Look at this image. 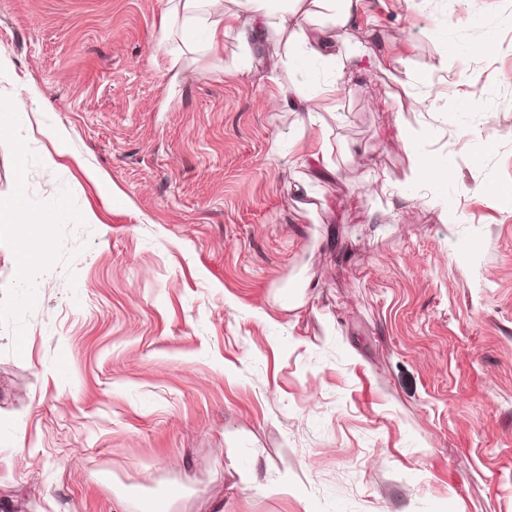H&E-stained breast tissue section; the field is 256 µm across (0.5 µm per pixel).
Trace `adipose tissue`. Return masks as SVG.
I'll list each match as a JSON object with an SVG mask.
<instances>
[{"label": "adipose tissue", "instance_id": "obj_1", "mask_svg": "<svg viewBox=\"0 0 512 512\" xmlns=\"http://www.w3.org/2000/svg\"><path fill=\"white\" fill-rule=\"evenodd\" d=\"M363 4L364 0H290L285 9L281 0H168L161 26L166 29L171 20H181L185 41L215 53L230 33L237 35L242 49H249L258 25H269L285 38L287 64L317 62L332 73L331 79L318 84L279 88L281 104L300 106L313 125L323 103L336 101L347 75L360 67V57L342 54L339 33L358 26ZM325 16L330 17L332 28L320 25Z\"/></svg>", "mask_w": 512, "mask_h": 512}]
</instances>
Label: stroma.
Masks as SVG:
<instances>
[{"mask_svg":"<svg viewBox=\"0 0 512 512\" xmlns=\"http://www.w3.org/2000/svg\"><path fill=\"white\" fill-rule=\"evenodd\" d=\"M165 8L0 0V192L52 215L33 288L0 226V512H512V0H365L330 169L275 104L327 71L170 69ZM401 117H396V122L398 123V146L405 153L411 154L415 157H419L417 148L414 147V143L416 140L420 138H425L428 135V132L423 127H414L410 124L399 123Z\"/></svg>","mask_w":512,"mask_h":512,"instance_id":"stroma-1","label":"stroma"}]
</instances>
